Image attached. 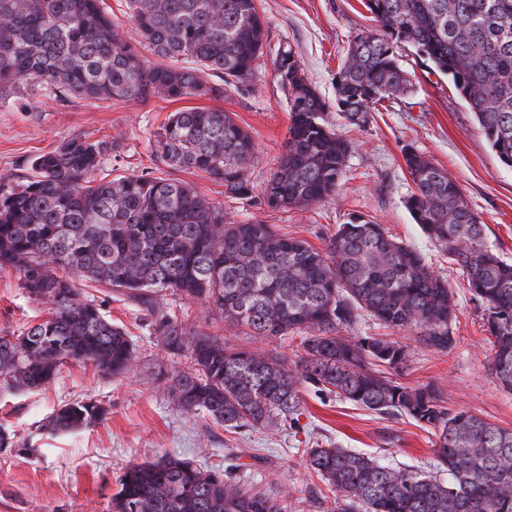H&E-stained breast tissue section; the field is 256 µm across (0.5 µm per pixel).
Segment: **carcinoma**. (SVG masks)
Returning a JSON list of instances; mask_svg holds the SVG:
<instances>
[{"instance_id": "obj_1", "label": "carcinoma", "mask_w": 512, "mask_h": 512, "mask_svg": "<svg viewBox=\"0 0 512 512\" xmlns=\"http://www.w3.org/2000/svg\"><path fill=\"white\" fill-rule=\"evenodd\" d=\"M377 29L357 36L336 72L338 115L365 124L382 100L414 91L395 47L406 43L448 78L498 161L512 168V0H362ZM138 32L165 62L145 65L124 42L101 0H0V99L17 84L62 99L181 100L239 93L268 36L256 0H128ZM274 71L288 93L284 153L263 188L270 209L303 210L335 199L352 143L328 120L330 104L295 53ZM217 77L221 84L210 83ZM116 141L73 137L30 159L15 182L0 176V272L18 277L48 315L0 335V385L38 390L72 360L113 377L138 352L128 333L84 297L85 280L146 311L161 350L185 360L158 364L178 410L232 430L297 425L301 389L334 394L379 414L406 416L437 437L434 469L390 467L348 448L308 449L310 469L333 496L332 512H512V430L443 404L437 385L382 375L407 366V345L387 336H345L365 312L445 353L455 294L422 254L383 225L354 215L327 250L280 235L261 221L236 223L190 183L128 175L97 179ZM156 154L172 170L199 171L224 193L252 198L250 135L228 112L171 113ZM403 158L415 191L413 221L448 261L461 266L490 336L491 369L512 391V264L492 251L460 184L413 148ZM204 306L253 336L300 341L297 362L180 320L158 297ZM106 414L92 399L59 406L47 428L68 433ZM112 512H288V493L262 489L232 461L222 469L166 457L126 467Z\"/></svg>"}]
</instances>
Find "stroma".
<instances>
[{
  "label": "stroma",
  "instance_id": "obj_1",
  "mask_svg": "<svg viewBox=\"0 0 512 512\" xmlns=\"http://www.w3.org/2000/svg\"><path fill=\"white\" fill-rule=\"evenodd\" d=\"M257 7L268 39L243 93L178 101L154 97L143 102H89L61 101L46 91L22 87L0 101V175H27V159L76 136L117 142L101 176L159 175L157 130L169 113L201 107L232 113L249 133L256 158L248 174L254 187H262L282 157L289 124L288 94L273 70L276 54L291 47L310 80L331 100L336 71L350 43L372 30L374 23L361 0H257ZM395 51L415 91L381 102L368 125L343 128L353 149L335 200L304 210H271L258 195L249 201L225 196L223 185L202 173L182 171L178 177L221 206L229 220L261 221L322 251L339 224L353 214L385 225L396 239L416 248L455 291L456 347L448 353L427 349L414 334L387 332L366 316L347 327L346 335H391L410 349V360L399 373L402 382L435 383L449 408L512 430V393L503 391L491 372V345L480 305L466 288L462 268L448 265L404 205L414 185L403 150L414 146L458 181L485 226L488 245L508 261H512V169L497 160L447 78L433 73L410 46L401 44ZM84 292L101 304L108 319L128 331L139 363L119 377L73 364L42 389H0V427L17 442L16 447L0 450V512H112V497L126 465L181 456L218 467L230 452L246 464L256 483L291 490L289 512H327L325 485L307 464L305 450L312 443L351 448L393 466L425 469L434 462L435 438L430 430L308 388L301 393L303 413L297 432L286 427L275 432H235L208 416L182 413L154 376L158 360L172 367L180 360L163 355L142 306L108 288L91 285ZM43 311L15 275L0 272V333L20 331L40 319ZM183 313L186 322L221 333L237 345L261 351L272 348L288 359L296 357L297 341L256 339L247 328L206 318L195 305L184 306ZM86 397L106 407L99 423L71 433L44 430L55 408Z\"/></svg>",
  "mask_w": 512,
  "mask_h": 512
}]
</instances>
